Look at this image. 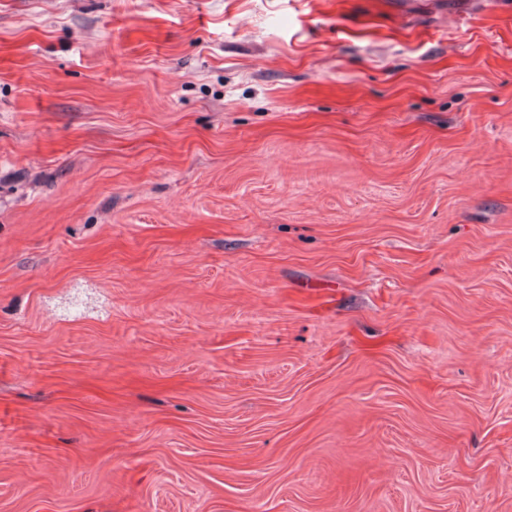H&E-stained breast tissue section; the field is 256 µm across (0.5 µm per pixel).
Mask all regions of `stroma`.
<instances>
[{
  "label": "stroma",
  "instance_id": "stroma-1",
  "mask_svg": "<svg viewBox=\"0 0 512 512\" xmlns=\"http://www.w3.org/2000/svg\"><path fill=\"white\" fill-rule=\"evenodd\" d=\"M0 512H512V13L0 0Z\"/></svg>",
  "mask_w": 512,
  "mask_h": 512
}]
</instances>
